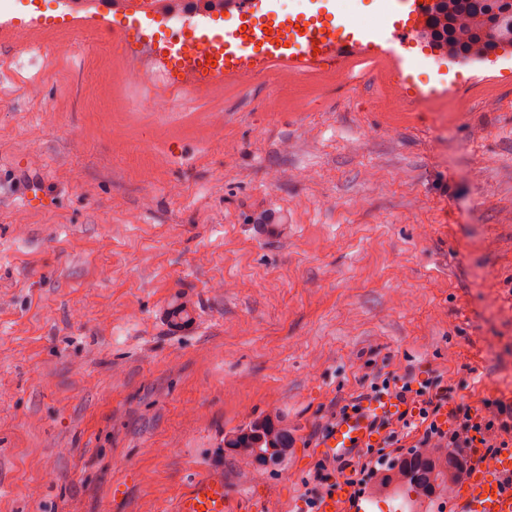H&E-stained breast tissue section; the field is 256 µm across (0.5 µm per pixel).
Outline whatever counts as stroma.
<instances>
[{"mask_svg":"<svg viewBox=\"0 0 512 512\" xmlns=\"http://www.w3.org/2000/svg\"><path fill=\"white\" fill-rule=\"evenodd\" d=\"M44 17L41 26L27 19ZM0 512H149L199 471L305 512L324 424L383 370L512 403V84L402 104L382 63L203 92L0 0ZM38 94H30L31 84ZM220 112L223 125L208 115ZM50 203L28 209L17 186ZM277 232H258L259 221ZM191 301L195 324L165 310ZM274 413L249 465L224 434ZM364 512H455L367 490ZM232 439L236 444L230 448L239 459L263 466H277L291 448L288 424L270 414L250 419L225 434L224 445Z\"/></svg>","mask_w":512,"mask_h":512,"instance_id":"stroma-1","label":"stroma"}]
</instances>
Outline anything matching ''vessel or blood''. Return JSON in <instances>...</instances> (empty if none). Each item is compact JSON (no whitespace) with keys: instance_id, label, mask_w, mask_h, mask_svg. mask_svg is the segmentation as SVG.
<instances>
[{"instance_id":"vessel-or-blood-1","label":"vessel or blood","mask_w":512,"mask_h":512,"mask_svg":"<svg viewBox=\"0 0 512 512\" xmlns=\"http://www.w3.org/2000/svg\"><path fill=\"white\" fill-rule=\"evenodd\" d=\"M71 24L111 29L121 44L129 29L142 32V66L171 73L181 90L240 81L274 68L297 75L340 73L358 60L387 62L412 85V101L428 104L458 97L484 78L512 81V41L493 50L473 43L460 54L436 42L430 23L440 0H379L367 12L361 0H295L281 10L276 0H61ZM126 25L110 26L111 15ZM426 68L425 88L414 85ZM386 406L373 402L341 420L323 448L332 459L370 445L374 418ZM460 512H512V449L496 460L475 454L473 472L454 492ZM161 512H237L224 479L194 478L187 491Z\"/></svg>"}]
</instances>
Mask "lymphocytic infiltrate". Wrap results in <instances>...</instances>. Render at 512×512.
<instances>
[{"label":"lymphocytic infiltrate","mask_w":512,"mask_h":512,"mask_svg":"<svg viewBox=\"0 0 512 512\" xmlns=\"http://www.w3.org/2000/svg\"><path fill=\"white\" fill-rule=\"evenodd\" d=\"M367 392L364 398L353 399L344 404L340 418L359 411L363 400L385 396L395 398L394 413L380 418L375 423L376 432H388L391 440L408 429H416L419 437L415 442L419 448H504L512 442V405L500 402L486 404L484 413L464 409L452 413L450 422H442L440 412L448 400L447 393H431L428 385L412 386L411 382L391 383L382 371L367 375Z\"/></svg>","instance_id":"f902f5d3"}]
</instances>
